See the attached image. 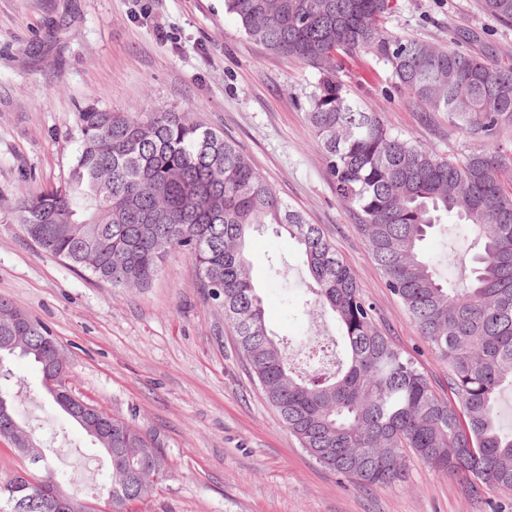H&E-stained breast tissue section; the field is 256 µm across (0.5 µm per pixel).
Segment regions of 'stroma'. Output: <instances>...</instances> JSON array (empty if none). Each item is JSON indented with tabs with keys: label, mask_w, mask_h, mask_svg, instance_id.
<instances>
[{
	"label": "stroma",
	"mask_w": 512,
	"mask_h": 512,
	"mask_svg": "<svg viewBox=\"0 0 512 512\" xmlns=\"http://www.w3.org/2000/svg\"><path fill=\"white\" fill-rule=\"evenodd\" d=\"M382 27L512 63V22L484 14L478 0H395ZM337 77L406 137L440 154L471 147L445 114L412 104L371 54L339 55ZM316 81L308 65L250 40L224 0H0V298L48 325L76 394L160 441L174 470L133 512H512V495L415 460L404 483L371 490L318 463L253 381L184 252L168 253L149 288L118 290L38 247L14 219L20 191L66 178L79 108L189 113L235 140L278 196L323 228L389 336L443 391L447 367L336 197L306 119ZM248 251L270 331L301 335L309 316L297 245L263 226ZM9 369L21 419L73 473L79 497H98L105 457L46 399L35 364L15 359Z\"/></svg>",
	"instance_id": "35a3bbf8"
}]
</instances>
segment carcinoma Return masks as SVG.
Returning a JSON list of instances; mask_svg holds the SVG:
<instances>
[{
  "label": "carcinoma",
  "instance_id": "obj_1",
  "mask_svg": "<svg viewBox=\"0 0 512 512\" xmlns=\"http://www.w3.org/2000/svg\"><path fill=\"white\" fill-rule=\"evenodd\" d=\"M480 4L512 21V0ZM224 8L248 38L317 70L307 119L336 195L385 287L448 367L446 393H436L393 344L321 227L282 200L235 142L185 112L79 109L68 180L20 194L17 223L42 249L114 288H146L168 252H186L268 403L336 474L367 488L398 485L409 453L474 487L512 494V429L502 427L498 410L512 388V65L384 31L391 0H224ZM357 49L388 65L413 103L445 113L473 147L440 155L352 99L336 77V55ZM449 216L473 235L462 288L424 249ZM268 224L302 253L305 305L336 322L332 344H342L344 357L335 370L298 373L288 340L267 328L245 245L252 229ZM30 323L16 349L7 348L0 323V413L33 435L19 419L6 364L28 359L45 378L59 344L43 322ZM88 424L96 448H115L112 482L101 493L112 512H129L170 477L173 464L158 439L128 419L109 414ZM26 494L45 491L17 471L0 486V512Z\"/></svg>",
  "mask_w": 512,
  "mask_h": 512
}]
</instances>
